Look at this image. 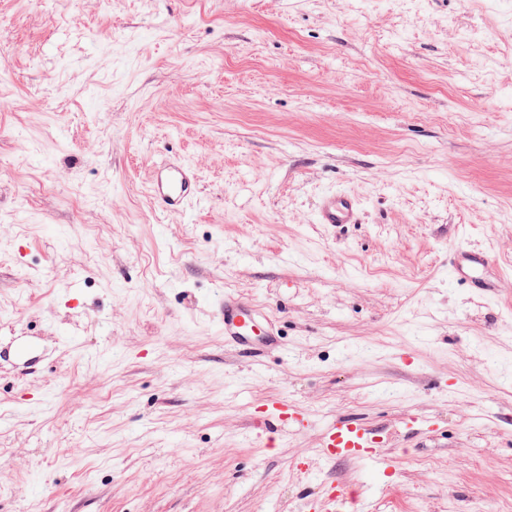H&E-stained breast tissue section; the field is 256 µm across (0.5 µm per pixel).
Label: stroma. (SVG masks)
<instances>
[{
  "mask_svg": "<svg viewBox=\"0 0 512 512\" xmlns=\"http://www.w3.org/2000/svg\"><path fill=\"white\" fill-rule=\"evenodd\" d=\"M172 155L181 214L147 193ZM330 192L360 223H317ZM219 289L281 345L226 349ZM278 399L305 430L265 428ZM339 416L390 470L315 459ZM333 491L512 512V0H0V512ZM195 166L183 158L163 159L149 179L156 206L164 213H183L198 196ZM486 256L481 252L465 251L460 247L448 252V267L457 279L469 287L487 288L483 272Z\"/></svg>",
  "mask_w": 512,
  "mask_h": 512,
  "instance_id": "35a3bbf8",
  "label": "stroma"
}]
</instances>
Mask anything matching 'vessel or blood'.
I'll return each mask as SVG.
<instances>
[{
  "mask_svg": "<svg viewBox=\"0 0 512 512\" xmlns=\"http://www.w3.org/2000/svg\"><path fill=\"white\" fill-rule=\"evenodd\" d=\"M198 174L195 166L183 158H168L156 165L149 179L150 190L156 206L165 213H182L198 196ZM359 202L347 194L330 193L323 197L317 221L329 226L352 224L357 220ZM448 265L463 284L482 288L486 281L483 272L486 257L483 253L454 248L448 253ZM215 308L224 327L227 344L245 347L259 327L261 314L246 299L224 292L217 296ZM269 423H287L289 428L301 430L309 420L305 414L284 401L270 402L266 410ZM383 439L368 425L340 417L325 425L319 434L316 455L320 460L353 459L375 464L387 470L391 461L381 455Z\"/></svg>",
  "mask_w": 512,
  "mask_h": 512,
  "instance_id": "1",
  "label": "vessel or blood"
}]
</instances>
